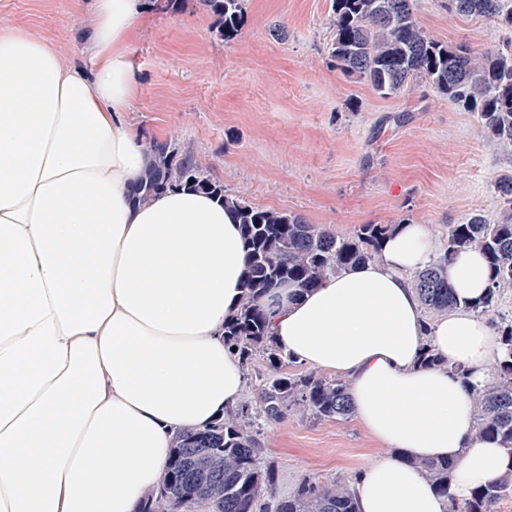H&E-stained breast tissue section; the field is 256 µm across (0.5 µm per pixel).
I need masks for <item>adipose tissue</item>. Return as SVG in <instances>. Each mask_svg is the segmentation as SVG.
Returning a JSON list of instances; mask_svg holds the SVG:
<instances>
[{
    "instance_id": "adipose-tissue-1",
    "label": "adipose tissue",
    "mask_w": 512,
    "mask_h": 512,
    "mask_svg": "<svg viewBox=\"0 0 512 512\" xmlns=\"http://www.w3.org/2000/svg\"><path fill=\"white\" fill-rule=\"evenodd\" d=\"M94 9L86 71L21 29L0 32V512H136L176 433L245 393L224 346L240 227L189 188L133 200L150 162L125 119L147 7ZM438 248L425 225L402 224L378 261L264 301L284 352L346 378L357 420L388 446L355 477L358 512H452L512 471V451L477 435L471 397L504 355L494 323L464 308L426 320L413 286ZM445 272L462 300L490 286L477 250ZM425 344L444 366H421ZM443 458L455 463L444 494L416 467Z\"/></svg>"
}]
</instances>
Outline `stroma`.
Segmentation results:
<instances>
[{"label": "stroma", "mask_w": 512, "mask_h": 512, "mask_svg": "<svg viewBox=\"0 0 512 512\" xmlns=\"http://www.w3.org/2000/svg\"><path fill=\"white\" fill-rule=\"evenodd\" d=\"M91 4L0 0V19L51 43L65 65L83 66L79 35L93 24ZM149 16L131 48L140 82L127 120L142 138L166 137L194 154L229 193L340 236L406 218L442 241L469 213L499 217L497 181L512 172V148L487 142L473 113L424 85L384 100L332 66V0H246L244 26L229 42L215 37L197 0ZM416 18L434 37L478 52L512 40L495 19L449 15L443 0H417ZM401 111L407 123H387ZM260 441L279 497L307 476L351 481L386 450L353 416L294 413L264 423Z\"/></svg>", "instance_id": "obj_1"}]
</instances>
